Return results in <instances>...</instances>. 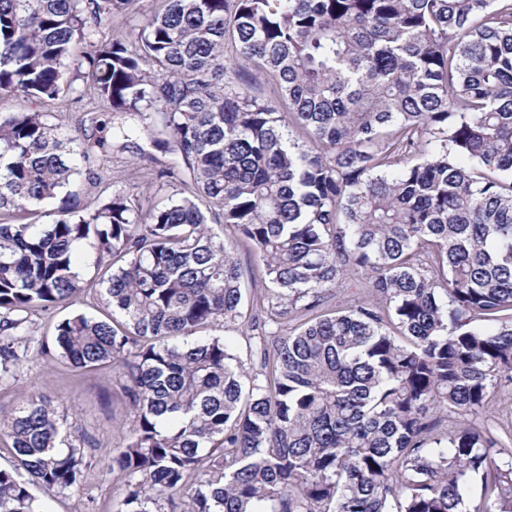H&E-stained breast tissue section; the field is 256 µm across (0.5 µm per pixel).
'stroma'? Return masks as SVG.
Here are the masks:
<instances>
[{
    "label": "stroma",
    "mask_w": 512,
    "mask_h": 512,
    "mask_svg": "<svg viewBox=\"0 0 512 512\" xmlns=\"http://www.w3.org/2000/svg\"><path fill=\"white\" fill-rule=\"evenodd\" d=\"M96 105L91 96L83 100L65 99L54 113L68 133L80 142H92L95 148L89 161L80 164L67 191L75 200L79 213L92 212L112 191L125 189L139 196L141 206L167 203L174 187L161 180L149 182L150 170L171 167L173 155L156 154L154 159L142 157L137 147L125 149L113 145L110 137L87 124L85 115ZM75 313L108 320L112 310L95 294H82L69 304L47 314L34 316L37 335L52 336L53 328L61 319ZM117 374L112 369L75 370L63 365L50 366L40 360L29 361L16 374L12 386L0 394V405L11 407L29 393L50 397L59 413L76 412L79 423L97 445L85 449L89 467L82 485L63 495L50 499L49 512H112L116 481L106 473L104 451L123 440L120 423L131 421L132 410L114 395Z\"/></svg>",
    "instance_id": "1"
}]
</instances>
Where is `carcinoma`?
<instances>
[{
    "label": "carcinoma",
    "mask_w": 512,
    "mask_h": 512,
    "mask_svg": "<svg viewBox=\"0 0 512 512\" xmlns=\"http://www.w3.org/2000/svg\"><path fill=\"white\" fill-rule=\"evenodd\" d=\"M138 3L0 0V96L89 89L90 124L127 117L112 139L192 184L145 213L115 190L25 222L91 147L0 113V387L34 358L124 374L113 512H512V437L443 424L512 404V0H165L99 37ZM84 254L116 264L114 318L35 335ZM217 322L258 365L200 337ZM0 439V512L84 479L87 438L41 395L0 408Z\"/></svg>",
    "instance_id": "1"
}]
</instances>
